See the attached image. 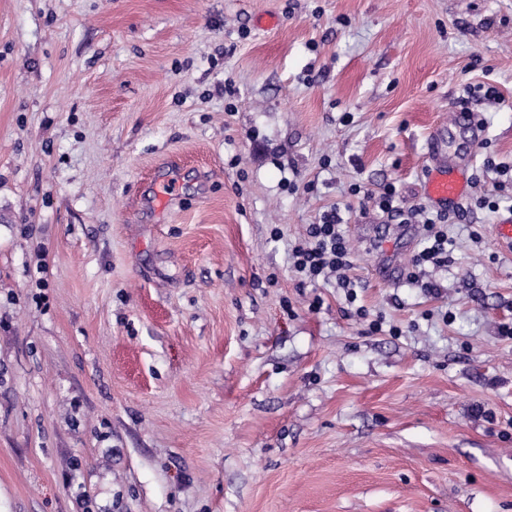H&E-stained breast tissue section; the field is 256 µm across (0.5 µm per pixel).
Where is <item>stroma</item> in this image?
Here are the masks:
<instances>
[{"mask_svg": "<svg viewBox=\"0 0 512 512\" xmlns=\"http://www.w3.org/2000/svg\"><path fill=\"white\" fill-rule=\"evenodd\" d=\"M468 83L501 99L429 293L349 188L435 210ZM488 156L512 0H0V512H512ZM334 209L352 303L288 262Z\"/></svg>", "mask_w": 512, "mask_h": 512, "instance_id": "35a3bbf8", "label": "stroma"}]
</instances>
